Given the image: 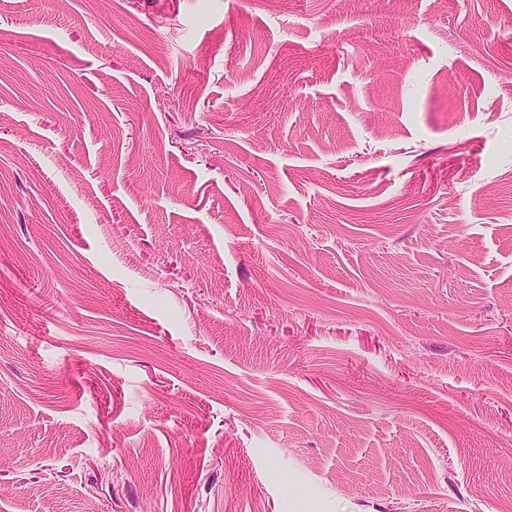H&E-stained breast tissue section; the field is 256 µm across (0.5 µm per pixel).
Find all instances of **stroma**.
Listing matches in <instances>:
<instances>
[{
    "mask_svg": "<svg viewBox=\"0 0 512 512\" xmlns=\"http://www.w3.org/2000/svg\"><path fill=\"white\" fill-rule=\"evenodd\" d=\"M511 501L512 0H0V512Z\"/></svg>",
    "mask_w": 512,
    "mask_h": 512,
    "instance_id": "1",
    "label": "stroma"
}]
</instances>
